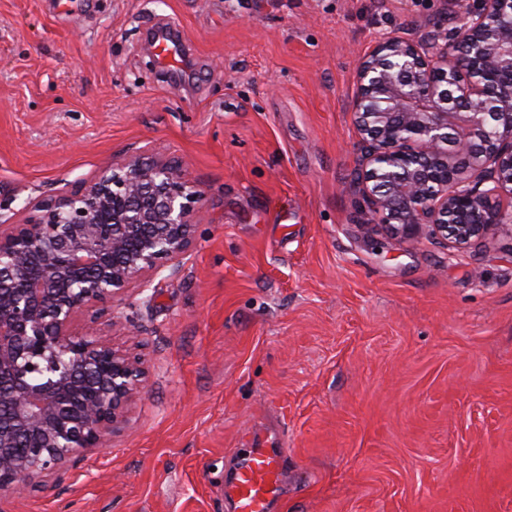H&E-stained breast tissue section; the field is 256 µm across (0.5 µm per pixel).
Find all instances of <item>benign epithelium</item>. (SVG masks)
Masks as SVG:
<instances>
[{"instance_id":"benign-epithelium-1","label":"benign epithelium","mask_w":512,"mask_h":512,"mask_svg":"<svg viewBox=\"0 0 512 512\" xmlns=\"http://www.w3.org/2000/svg\"><path fill=\"white\" fill-rule=\"evenodd\" d=\"M512 0H472L435 44L380 41L358 65L351 114L358 188L371 219L406 240L486 242L512 213ZM201 191L164 159H131L35 206L0 233V490L23 493L120 434L144 363L113 342L101 310L132 285L175 276Z\"/></svg>"}]
</instances>
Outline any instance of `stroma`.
<instances>
[{
  "label": "stroma",
  "instance_id": "1",
  "mask_svg": "<svg viewBox=\"0 0 512 512\" xmlns=\"http://www.w3.org/2000/svg\"><path fill=\"white\" fill-rule=\"evenodd\" d=\"M468 2L0 0V223L143 153L203 193L179 273L108 312L149 369L128 428L0 512H232L257 436L288 450L272 512H512V225L404 242L355 186L359 62ZM153 39L159 48L158 59L160 63L167 64L181 54L180 43L168 32L158 30L153 33Z\"/></svg>",
  "mask_w": 512,
  "mask_h": 512
}]
</instances>
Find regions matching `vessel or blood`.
I'll use <instances>...</instances> for the list:
<instances>
[{
    "label": "vessel or blood",
    "instance_id": "obj_1",
    "mask_svg": "<svg viewBox=\"0 0 512 512\" xmlns=\"http://www.w3.org/2000/svg\"><path fill=\"white\" fill-rule=\"evenodd\" d=\"M160 63L175 60L181 46L168 32H154ZM287 451L275 439H253L250 448L237 462L235 471L224 483V492L233 504V512H270L282 493L283 466Z\"/></svg>",
    "mask_w": 512,
    "mask_h": 512
}]
</instances>
